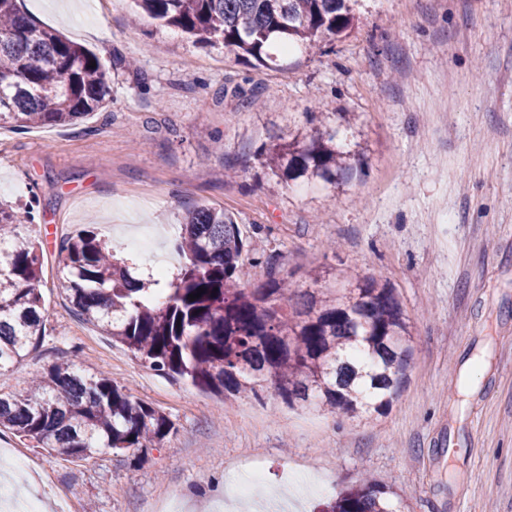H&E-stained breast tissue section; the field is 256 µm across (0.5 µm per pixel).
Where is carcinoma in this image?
<instances>
[{
  "label": "carcinoma",
  "mask_w": 512,
  "mask_h": 512,
  "mask_svg": "<svg viewBox=\"0 0 512 512\" xmlns=\"http://www.w3.org/2000/svg\"><path fill=\"white\" fill-rule=\"evenodd\" d=\"M353 0H135L140 21L174 27L194 42L220 41L254 68L342 38L354 25ZM109 104L108 70L83 46L42 27L18 0H0V128L73 127ZM346 113H306V126L260 152L285 182L321 181L329 195L363 171L364 154L348 149L336 121ZM31 209L0 202V379L37 350L47 321L39 289L43 253L19 241ZM176 247L186 258L163 287L144 280L99 237L92 224L59 243V280L82 320L100 327L154 371L216 396L312 404L335 414L378 412L401 387L412 355L411 333L392 289L367 277L352 290L320 284L294 288L270 267L251 277L249 243L222 210L194 206L182 217ZM204 289L191 301L188 295ZM0 427L68 458L107 450L144 451L175 433L174 422L126 386L69 361L30 384L0 388ZM330 512H395L385 491L365 479L341 492Z\"/></svg>",
  "instance_id": "1"
}]
</instances>
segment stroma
I'll list each match as a JSON object with an SVG mask.
<instances>
[{"label": "stroma", "instance_id": "1", "mask_svg": "<svg viewBox=\"0 0 512 512\" xmlns=\"http://www.w3.org/2000/svg\"><path fill=\"white\" fill-rule=\"evenodd\" d=\"M110 72L107 111L74 128L0 129V198L33 205L24 237L44 254L48 312L39 349L8 379L23 387L71 359L105 372L177 427L158 448L90 460L49 454L7 429L0 448L26 459L9 483L44 512H167L180 501L212 512L224 475L262 467L267 486L319 473L306 512L362 477L400 512H512V0H359L346 38L255 71L223 46L129 21L128 0H22ZM267 92L251 106L233 92ZM309 112H347L366 171L335 200L319 184H285L258 156ZM224 210L264 277L273 260L293 284L393 288L412 358L383 412L358 417L261 398H221L158 374L94 325L58 287L61 238L95 218L117 244L142 238L174 250L183 212ZM484 358L469 396L464 368Z\"/></svg>", "mask_w": 512, "mask_h": 512}]
</instances>
